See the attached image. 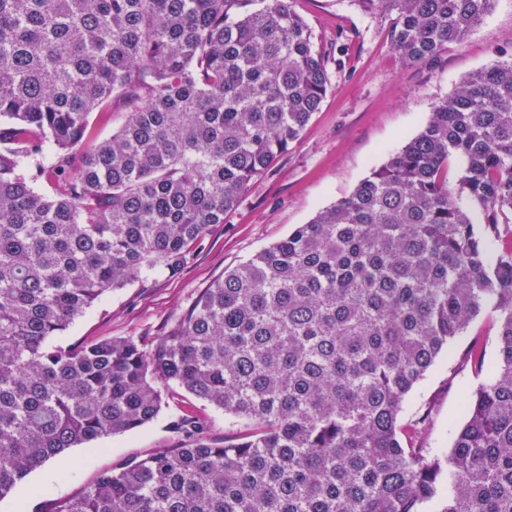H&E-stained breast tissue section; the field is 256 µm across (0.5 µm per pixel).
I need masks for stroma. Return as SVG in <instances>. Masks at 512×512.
I'll return each instance as SVG.
<instances>
[{
	"label": "stroma",
	"mask_w": 512,
	"mask_h": 512,
	"mask_svg": "<svg viewBox=\"0 0 512 512\" xmlns=\"http://www.w3.org/2000/svg\"><path fill=\"white\" fill-rule=\"evenodd\" d=\"M295 8L325 52L331 82L299 141L251 185L223 223L210 228L178 272L108 293L61 335V343L127 337L152 348L225 270L287 237L385 164L423 130L433 106L462 79L512 58V0H495L463 43L449 45L426 65L403 64L387 37L388 18L364 14L354 0H295ZM475 339L487 360H494V332L474 321L403 404L401 419L406 422L421 403H430L427 445L441 453L451 448L450 428L462 424L463 410L480 383L465 361ZM183 408L208 418L207 436L216 445L238 434L223 411L181 391L167 398L153 421L68 449L33 470L0 499V512H47L50 498L77 493L101 472L177 447L183 436L172 421Z\"/></svg>",
	"instance_id": "obj_1"
}]
</instances>
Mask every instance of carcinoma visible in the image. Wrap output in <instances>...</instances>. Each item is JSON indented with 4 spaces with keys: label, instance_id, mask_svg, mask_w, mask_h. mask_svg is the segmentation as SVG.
<instances>
[{
    "label": "carcinoma",
    "instance_id": "carcinoma-1",
    "mask_svg": "<svg viewBox=\"0 0 512 512\" xmlns=\"http://www.w3.org/2000/svg\"><path fill=\"white\" fill-rule=\"evenodd\" d=\"M294 0H0V498L178 388L245 422L100 474L48 512H512V59L464 78L352 193L224 271L180 323L57 342L103 296L183 267L330 86ZM402 62L495 0H355ZM115 123L107 137L96 124ZM462 162L455 185L448 163ZM498 360L425 447L403 403L471 323Z\"/></svg>",
    "mask_w": 512,
    "mask_h": 512
}]
</instances>
